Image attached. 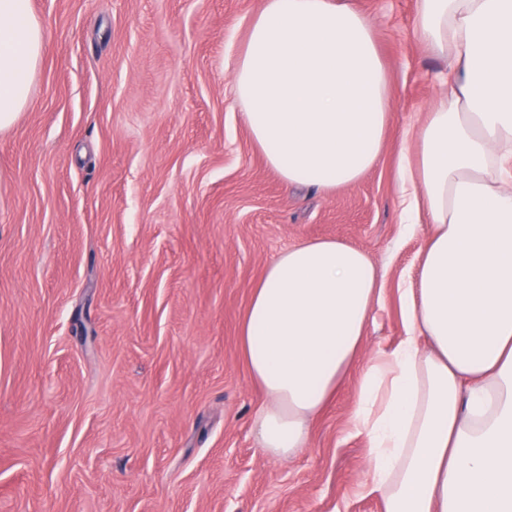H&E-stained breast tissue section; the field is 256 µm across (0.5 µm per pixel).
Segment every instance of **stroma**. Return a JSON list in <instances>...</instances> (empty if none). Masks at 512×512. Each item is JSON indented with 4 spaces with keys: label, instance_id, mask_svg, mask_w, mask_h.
<instances>
[{
    "label": "stroma",
    "instance_id": "obj_1",
    "mask_svg": "<svg viewBox=\"0 0 512 512\" xmlns=\"http://www.w3.org/2000/svg\"><path fill=\"white\" fill-rule=\"evenodd\" d=\"M389 76L378 163L288 186L253 142L233 69L264 0H30L46 34L31 104L0 132V512H383L359 494L350 418L371 355L404 334L426 227L401 238L400 136L445 58L416 0H350ZM339 239L385 272L362 354L311 422L263 455L239 330L281 251Z\"/></svg>",
    "mask_w": 512,
    "mask_h": 512
}]
</instances>
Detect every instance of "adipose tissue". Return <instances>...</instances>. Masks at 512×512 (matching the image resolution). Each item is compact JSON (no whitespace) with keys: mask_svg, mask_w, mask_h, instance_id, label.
<instances>
[{"mask_svg":"<svg viewBox=\"0 0 512 512\" xmlns=\"http://www.w3.org/2000/svg\"><path fill=\"white\" fill-rule=\"evenodd\" d=\"M417 34L448 61L447 96L401 134L403 233L430 220L404 289V334L366 367L351 427L359 493L384 512H512V0H416ZM30 0H0V132L29 104L45 49ZM253 142L289 185L330 191L378 162L388 75L348 0H264L233 71ZM382 270L336 239L279 253L253 288L240 345L264 403L262 453L296 454L354 368Z\"/></svg>","mask_w":512,"mask_h":512,"instance_id":"ef3b65f1","label":"adipose tissue"}]
</instances>
